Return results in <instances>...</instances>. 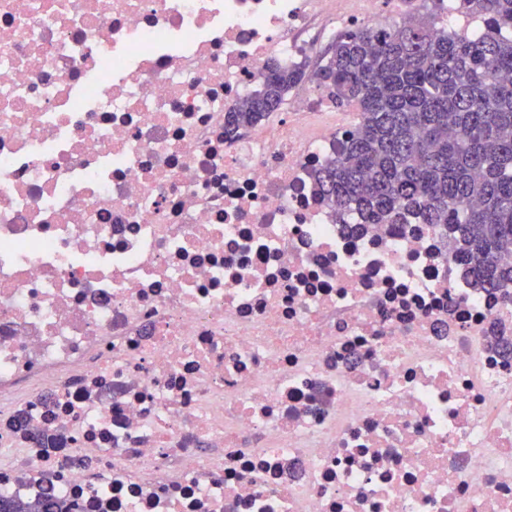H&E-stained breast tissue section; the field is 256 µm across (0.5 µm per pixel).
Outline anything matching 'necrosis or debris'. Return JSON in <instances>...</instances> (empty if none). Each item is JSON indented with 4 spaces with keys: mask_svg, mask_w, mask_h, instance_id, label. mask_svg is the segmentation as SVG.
<instances>
[{
    "mask_svg": "<svg viewBox=\"0 0 512 512\" xmlns=\"http://www.w3.org/2000/svg\"><path fill=\"white\" fill-rule=\"evenodd\" d=\"M394 0H0V496L72 512H512V302L311 171L270 62ZM305 72L299 67L273 64L268 69L262 88L250 97L236 112H231L228 125L236 130L241 127L252 126L269 112L280 108L288 90L303 81Z\"/></svg>",
    "mask_w": 512,
    "mask_h": 512,
    "instance_id": "necrosis-or-debris-1",
    "label": "necrosis or debris"
}]
</instances>
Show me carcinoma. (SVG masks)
I'll list each match as a JSON object with an SVG mask.
<instances>
[{
    "mask_svg": "<svg viewBox=\"0 0 512 512\" xmlns=\"http://www.w3.org/2000/svg\"><path fill=\"white\" fill-rule=\"evenodd\" d=\"M477 33H448L425 19L338 36L310 79L359 122L314 170L324 203L366 224L411 217L455 245L454 257L484 288L512 296V0H457ZM274 64L228 125L252 126L303 81ZM0 512H71L46 496L0 497Z\"/></svg>",
    "mask_w": 512,
    "mask_h": 512,
    "instance_id": "1",
    "label": "carcinoma"
}]
</instances>
